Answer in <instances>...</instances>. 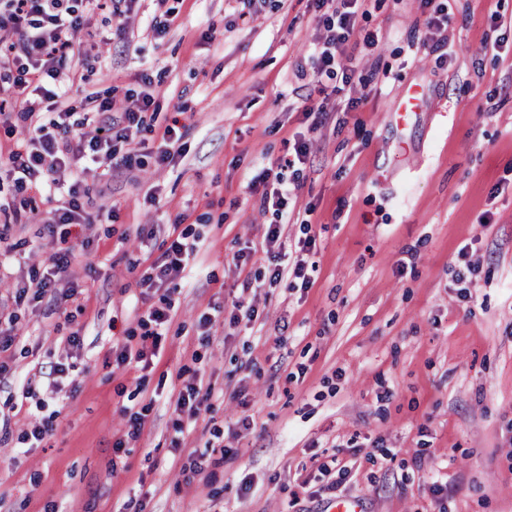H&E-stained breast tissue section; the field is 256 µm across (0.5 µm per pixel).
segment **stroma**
Here are the masks:
<instances>
[{
  "label": "stroma",
  "mask_w": 512,
  "mask_h": 512,
  "mask_svg": "<svg viewBox=\"0 0 512 512\" xmlns=\"http://www.w3.org/2000/svg\"><path fill=\"white\" fill-rule=\"evenodd\" d=\"M73 5L98 53L62 74L78 69L114 110L146 89L159 109L137 166L85 177L115 218L73 228L91 245L72 299L14 300L48 263L46 210L0 239L15 337L0 353V512H323L340 494L365 512H512V54L492 51L512 41V0H367L356 34L377 43L353 53V112L333 80L297 72L321 35L310 0H136L119 18L113 0ZM437 13L447 25L428 28ZM411 84L422 104L400 128ZM310 103L328 109L315 129ZM175 119L181 154L161 166L152 149ZM294 136L310 159L280 241L314 240L307 288L270 284L277 218L249 189ZM174 226L200 251L159 357L119 365L151 328L137 282ZM463 248L478 264L464 284ZM236 300L256 317L231 323ZM196 380L211 395L175 429ZM49 415L53 433L24 443ZM341 462L354 468L340 485Z\"/></svg>",
  "instance_id": "35a3bbf8"
}]
</instances>
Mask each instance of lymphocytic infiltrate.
<instances>
[{"label":"lymphocytic infiltrate","mask_w":512,"mask_h":512,"mask_svg":"<svg viewBox=\"0 0 512 512\" xmlns=\"http://www.w3.org/2000/svg\"><path fill=\"white\" fill-rule=\"evenodd\" d=\"M364 0H314L318 25L323 31L320 43L308 61L315 75L340 77L342 85L353 86L355 71L345 66L352 57V42L358 8ZM83 28L82 18L72 0H0V71L5 72L9 87L21 105L19 114L26 125V137L8 155V176L17 192L33 190L45 195L51 202L48 229L59 224L85 226L95 223L96 214L88 211L83 190L84 170L74 164L85 161L109 168L128 169L138 159V134L146 124L147 112L156 111L152 95L145 94L135 107L113 112L111 98H100L85 93L84 102L93 104L96 115L109 116L108 127H96L94 132L78 129L69 105L70 92L80 89L78 74L61 77L58 64L62 59L84 61L88 52L78 43ZM55 80L57 90H44L46 80ZM42 93L47 108H40L30 98L31 93ZM253 185L262 186L261 206L274 209L278 223L270 225L266 234L271 281L289 279L309 287L311 277L304 261L287 262L286 255L277 250L281 237V221L288 218V202L295 191L282 175L273 180L257 176ZM198 251L196 243L183 236L173 237L165 251L151 264V271L139 286L143 291L160 294L157 305L148 309L147 317L156 326L148 340L139 348L122 347L117 355L119 363H143L158 353V328L170 322L172 299L165 285L182 278L189 262ZM71 248L55 249L49 256L46 271L30 269L25 286L18 289L15 298L58 296L62 289L73 287L70 275Z\"/></svg>","instance_id":"1"}]
</instances>
